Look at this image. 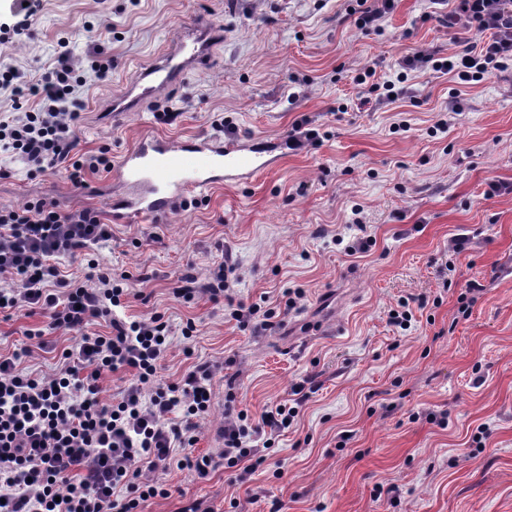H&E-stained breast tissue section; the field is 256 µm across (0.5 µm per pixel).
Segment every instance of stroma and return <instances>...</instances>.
Returning <instances> with one entry per match:
<instances>
[{
	"instance_id": "35a3bbf8",
	"label": "stroma",
	"mask_w": 512,
	"mask_h": 512,
	"mask_svg": "<svg viewBox=\"0 0 512 512\" xmlns=\"http://www.w3.org/2000/svg\"><path fill=\"white\" fill-rule=\"evenodd\" d=\"M352 6L37 0L27 36L0 44V62L30 80L63 40L78 66L111 58V76L79 90L83 152L116 160L147 131L175 142L278 139L304 116L324 134L251 182L197 194L194 207L113 223L111 241L92 250L101 269L127 277V315L169 323L163 381L199 361L218 364L199 450L215 446L227 392L256 416L291 401L304 377L318 385L254 475L233 484L220 469L206 480L189 469L161 472L170 495L143 512H175L183 497L207 498L215 512H512V193L484 197L489 181L512 183V73L466 86L456 113L448 108L455 81L429 69L409 72L396 103L357 108L354 79L367 66L392 80L411 49L448 54L455 45L427 19L426 0H398L380 34L359 29ZM199 17L221 33L212 54L140 111H105ZM164 112L177 120L161 121ZM0 169V207L51 199L111 221L101 188L115 171L86 174L78 189L62 168L41 174L0 154ZM462 230L471 248L451 255L448 241ZM360 238L369 249L347 255ZM228 251L236 299L277 309L294 298L282 327L257 334L207 296L173 298L180 274L207 278ZM448 263L455 269L445 277ZM472 278L488 289L464 315L460 284ZM409 296L428 304L409 329L390 326L389 311ZM190 319L196 332L187 339ZM38 330L46 348L28 337ZM72 339L49 330L40 310L0 313V353L20 352L31 368L51 371Z\"/></svg>"
}]
</instances>
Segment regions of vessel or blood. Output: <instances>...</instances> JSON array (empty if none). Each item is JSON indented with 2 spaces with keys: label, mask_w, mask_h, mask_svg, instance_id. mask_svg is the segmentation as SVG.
<instances>
[{
  "label": "vessel or blood",
  "mask_w": 512,
  "mask_h": 512,
  "mask_svg": "<svg viewBox=\"0 0 512 512\" xmlns=\"http://www.w3.org/2000/svg\"><path fill=\"white\" fill-rule=\"evenodd\" d=\"M216 35L200 23L186 27L159 60L114 97L113 112H135L167 92L208 56ZM280 141L219 140L199 137L172 143L144 135L119 159L117 172L124 194L110 203L118 221L135 224L172 210L187 193L217 184H238L276 166Z\"/></svg>",
  "instance_id": "vessel-or-blood-1"
}]
</instances>
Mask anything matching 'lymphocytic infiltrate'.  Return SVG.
Listing matches in <instances>:
<instances>
[{"instance_id":"f902f5d3","label":"lymphocytic infiltrate","mask_w":512,"mask_h":512,"mask_svg":"<svg viewBox=\"0 0 512 512\" xmlns=\"http://www.w3.org/2000/svg\"><path fill=\"white\" fill-rule=\"evenodd\" d=\"M430 2L431 18L448 29L457 51L411 52L392 81H376L375 68H366L357 79L365 87L363 103L395 101V85L408 71L429 69L458 80L449 100L455 110L460 86L512 68V0ZM82 83L65 49L40 84L28 90L16 68L0 70L1 90L16 99L27 90L37 98L26 111L0 113V153L19 156L38 172L66 166L77 185L86 172L109 168L106 155L75 153L73 123L83 106L77 94ZM111 238V226L89 208L62 211L52 202L0 208V275L12 282L0 289V310L36 305L50 329L77 333L51 374L25 371L19 354L0 356V512H140L144 502L160 494L153 472L188 468L203 479L221 467L255 471L265 461L258 441L288 429L299 413L277 403L254 421L247 411L225 405L220 455L197 453L199 422L215 398L212 364L197 363L177 382L161 383L158 369L169 347L165 322L114 316L129 291L110 273L98 271L97 261L89 263L97 271L92 288L62 270V259ZM234 267L232 255H225L207 282L184 275L173 294L188 300L206 293L212 302H226L242 325L273 329L274 310L235 300L228 284ZM103 316L110 319L108 332L87 333V326ZM121 369L130 374L127 385L116 397L103 398L102 371Z\"/></svg>"}]
</instances>
